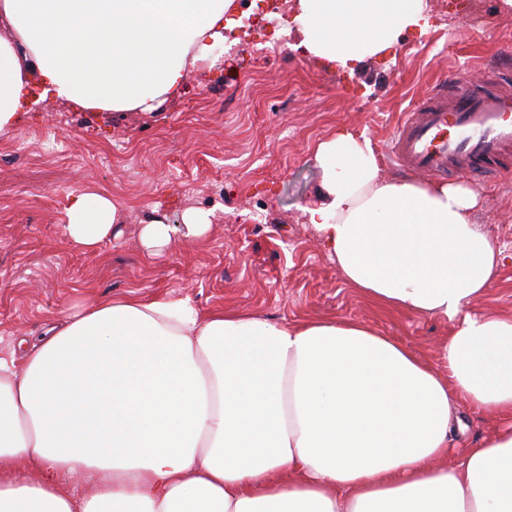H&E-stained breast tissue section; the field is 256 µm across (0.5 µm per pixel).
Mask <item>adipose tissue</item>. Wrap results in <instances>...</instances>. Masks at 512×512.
I'll use <instances>...</instances> for the list:
<instances>
[{
  "label": "adipose tissue",
  "mask_w": 512,
  "mask_h": 512,
  "mask_svg": "<svg viewBox=\"0 0 512 512\" xmlns=\"http://www.w3.org/2000/svg\"><path fill=\"white\" fill-rule=\"evenodd\" d=\"M426 0H297L301 43L353 71L429 27ZM235 0H0V133L50 99L159 111L217 66ZM305 208L371 304L448 321L437 365L357 321L270 322L190 296L101 297L0 357V512H512V314L474 312L502 249L462 184L384 177L365 135L316 149ZM67 235L86 251L119 208L82 189ZM213 210L155 220L150 247L195 241ZM500 426L471 442L460 402ZM463 445L459 457L450 450ZM442 466H435V459Z\"/></svg>",
  "instance_id": "obj_1"
}]
</instances>
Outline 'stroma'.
<instances>
[{"instance_id":"1","label":"stroma","mask_w":512,"mask_h":512,"mask_svg":"<svg viewBox=\"0 0 512 512\" xmlns=\"http://www.w3.org/2000/svg\"><path fill=\"white\" fill-rule=\"evenodd\" d=\"M430 26L355 72L329 68L290 34L256 59L260 20L228 33L219 67L193 70L162 114L80 112L48 100L0 135V352L35 339L54 317L96 296H190L201 310L276 322L360 321L437 363L449 323L384 312L342 279L304 209L322 182L319 142L342 128L384 153L395 125L458 67L483 71L512 53V10L501 0H427ZM480 195L477 221L507 260L473 310L512 312V179L451 174ZM87 187L121 210L120 233L87 252L65 235L68 195ZM211 208L198 241L147 248L152 215L177 224Z\"/></svg>"}]
</instances>
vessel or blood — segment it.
I'll list each match as a JSON object with an SVG mask.
<instances>
[{
    "instance_id": "vessel-or-blood-1",
    "label": "vessel or blood",
    "mask_w": 512,
    "mask_h": 512,
    "mask_svg": "<svg viewBox=\"0 0 512 512\" xmlns=\"http://www.w3.org/2000/svg\"><path fill=\"white\" fill-rule=\"evenodd\" d=\"M389 156L429 176L512 173V72L435 83L395 129Z\"/></svg>"
}]
</instances>
